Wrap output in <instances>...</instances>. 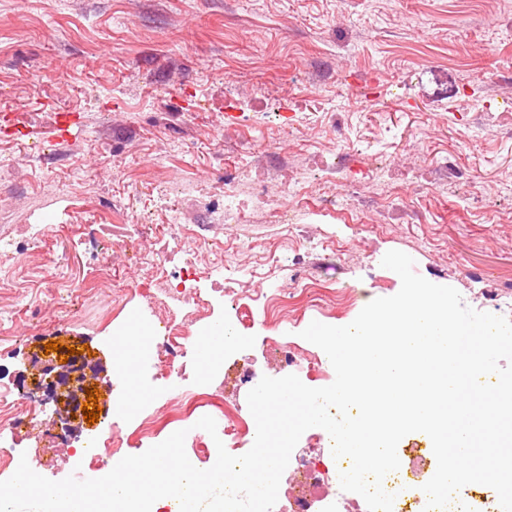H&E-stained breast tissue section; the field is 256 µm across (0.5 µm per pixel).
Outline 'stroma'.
<instances>
[{
  "mask_svg": "<svg viewBox=\"0 0 512 512\" xmlns=\"http://www.w3.org/2000/svg\"><path fill=\"white\" fill-rule=\"evenodd\" d=\"M0 245L20 224L58 232L0 270V387L33 388L45 345L89 346L111 371L116 327L147 329L148 283L122 245L144 214L164 215L161 186L207 188L233 166L301 177L336 205L289 224L256 214L210 223L185 207L192 240L238 249L239 349L215 378L224 406L249 416L252 364L278 377L279 348L319 354L300 333L350 322L401 279L383 268L409 255L428 281L496 312L512 281V0H0ZM327 109L312 111V93ZM345 153L388 175L350 189L331 170ZM117 255L103 275L104 254ZM66 285H49L43 266ZM127 283L123 303L113 283ZM281 292L286 309L263 312ZM129 405L113 424L111 401ZM139 377L100 387L101 414L70 445L0 427V444L54 457L44 477L109 430L131 434L155 405Z\"/></svg>",
  "mask_w": 512,
  "mask_h": 512,
  "instance_id": "stroma-1",
  "label": "stroma"
}]
</instances>
